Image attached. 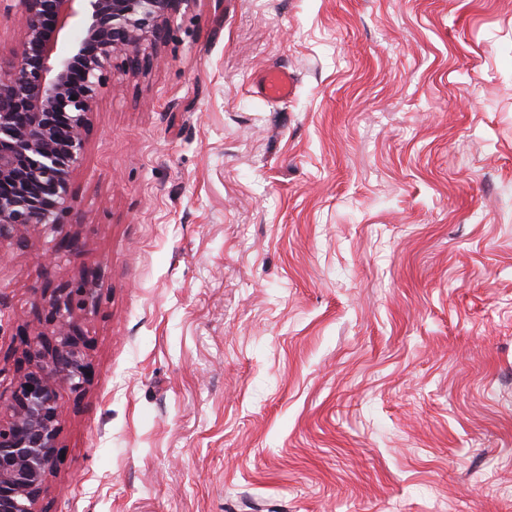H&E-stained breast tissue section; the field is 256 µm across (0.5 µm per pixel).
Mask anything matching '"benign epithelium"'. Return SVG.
I'll list each match as a JSON object with an SVG mask.
<instances>
[{"label":"benign epithelium","mask_w":512,"mask_h":512,"mask_svg":"<svg viewBox=\"0 0 512 512\" xmlns=\"http://www.w3.org/2000/svg\"><path fill=\"white\" fill-rule=\"evenodd\" d=\"M193 0H0L19 13L20 41L0 53V242L27 244L32 231L55 233L72 201V178L115 60L146 70L176 15ZM51 264L78 246L52 239ZM94 289L53 288L48 333L23 336V359L0 395V512H43L56 467L61 389L80 391L91 370L81 316ZM33 390H27V386Z\"/></svg>","instance_id":"7a95c632"}]
</instances>
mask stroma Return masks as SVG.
Returning <instances> with one entry per match:
<instances>
[{"label": "stroma", "instance_id": "obj_1", "mask_svg": "<svg viewBox=\"0 0 512 512\" xmlns=\"http://www.w3.org/2000/svg\"><path fill=\"white\" fill-rule=\"evenodd\" d=\"M61 229L0 243L1 391L99 299L45 512H512V0H193ZM294 78L288 70L271 68L256 79L258 93L269 101L286 100L292 94Z\"/></svg>", "mask_w": 512, "mask_h": 512}]
</instances>
